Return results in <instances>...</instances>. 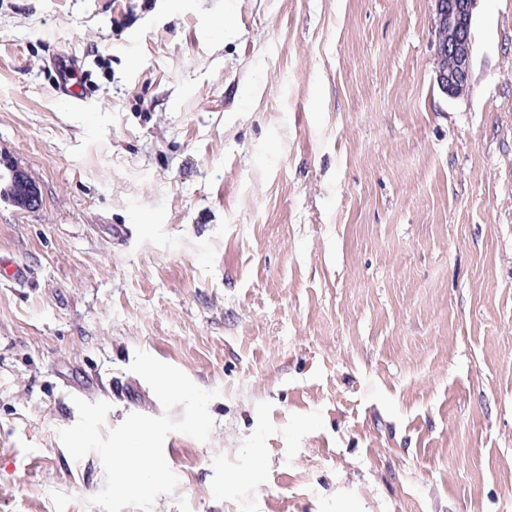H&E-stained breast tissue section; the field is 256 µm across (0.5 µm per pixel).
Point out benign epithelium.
I'll return each mask as SVG.
<instances>
[{
	"instance_id": "benign-epithelium-1",
	"label": "benign epithelium",
	"mask_w": 512,
	"mask_h": 512,
	"mask_svg": "<svg viewBox=\"0 0 512 512\" xmlns=\"http://www.w3.org/2000/svg\"><path fill=\"white\" fill-rule=\"evenodd\" d=\"M476 0H461L455 7L446 6L445 0H435L436 29L438 48L436 58L437 82L443 93L453 97L464 95L465 87L458 81L457 75H469L472 44L470 39H461V28L471 27L473 8ZM453 46L452 62L446 63L443 54L446 45ZM6 182L3 194L22 204L30 200L32 192L38 191L36 183L21 169L8 160L0 159V182Z\"/></svg>"
}]
</instances>
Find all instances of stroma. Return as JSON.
Here are the masks:
<instances>
[{"instance_id":"stroma-1","label":"stroma","mask_w":512,"mask_h":512,"mask_svg":"<svg viewBox=\"0 0 512 512\" xmlns=\"http://www.w3.org/2000/svg\"><path fill=\"white\" fill-rule=\"evenodd\" d=\"M0 0V512H103L59 429L219 390L152 512H512V0ZM77 61L83 108L53 62ZM129 228L125 238L112 227ZM461 4L451 7L443 0H435L436 29L438 48L436 58L437 82L443 93L453 97L464 95L465 87L457 79V74L468 76L472 58V44L469 37L465 40L459 36L462 27L470 29L473 18V8L476 0H459ZM453 46L452 62L447 65L444 47ZM6 182L4 190L1 188V195H6L11 200L16 201L18 205L22 202L30 200L32 192H36L38 195V187L36 183L21 169L10 163L9 160L0 159V183ZM17 190H24L23 194H19ZM21 197L23 199H21Z\"/></svg>"}]
</instances>
